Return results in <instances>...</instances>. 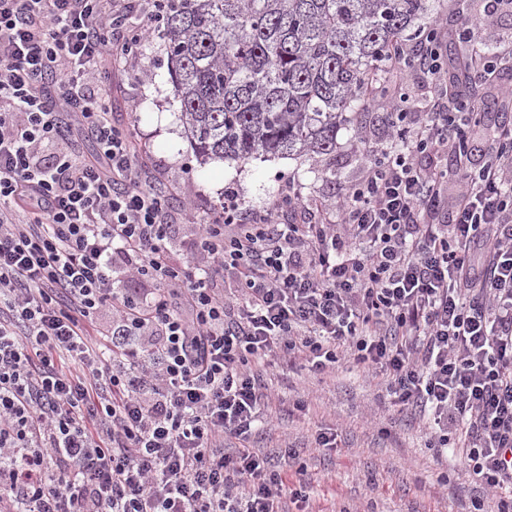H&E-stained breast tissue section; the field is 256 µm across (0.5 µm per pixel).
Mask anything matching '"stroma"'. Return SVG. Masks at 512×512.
Masks as SVG:
<instances>
[{
  "mask_svg": "<svg viewBox=\"0 0 512 512\" xmlns=\"http://www.w3.org/2000/svg\"><path fill=\"white\" fill-rule=\"evenodd\" d=\"M115 124L130 126L144 168L172 188L173 210L183 218L176 241L191 242V219L219 212L224 188L233 185L245 209L272 206L294 183L308 208H330L363 175L361 143L393 142L386 110L358 118L362 134L340 131L333 157L258 158L246 163H200L179 119L167 59L159 39L146 43L132 65L113 67L107 79ZM264 380L263 410L271 424L252 440L255 452L289 447L290 487L303 484L308 500L287 496L286 512H497L500 495L477 480L455 456L435 460L418 413L400 410L379 380L350 354L334 372L310 370L299 358L275 367L252 366ZM336 432V447L318 448L316 435Z\"/></svg>",
  "mask_w": 512,
  "mask_h": 512,
  "instance_id": "35a3bbf8",
  "label": "stroma"
}]
</instances>
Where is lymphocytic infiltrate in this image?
Segmentation results:
<instances>
[{"label": "lymphocytic infiltrate", "mask_w": 512, "mask_h": 512, "mask_svg": "<svg viewBox=\"0 0 512 512\" xmlns=\"http://www.w3.org/2000/svg\"><path fill=\"white\" fill-rule=\"evenodd\" d=\"M160 3L0 0V512H283L287 470L221 440L263 422L252 362L326 373L345 347L512 512V123L456 196L418 167L471 152L447 26L396 54L372 105L400 114L419 70L427 110L366 154L335 219L285 223L304 207L289 186L244 222L228 187L178 264L169 198L105 83ZM123 274L144 288H117Z\"/></svg>", "instance_id": "f902f5d3"}]
</instances>
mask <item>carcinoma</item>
I'll return each mask as SVG.
<instances>
[{
  "mask_svg": "<svg viewBox=\"0 0 512 512\" xmlns=\"http://www.w3.org/2000/svg\"><path fill=\"white\" fill-rule=\"evenodd\" d=\"M428 0H166L155 37L196 157L245 163L336 152ZM482 57L448 38L463 79Z\"/></svg>",
  "mask_w": 512,
  "mask_h": 512,
  "instance_id": "1",
  "label": "carcinoma"
}]
</instances>
